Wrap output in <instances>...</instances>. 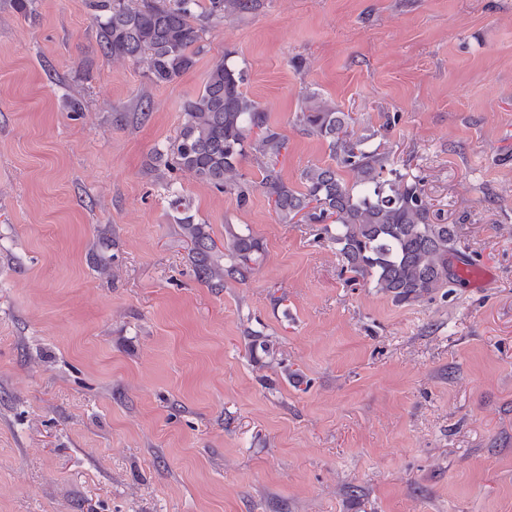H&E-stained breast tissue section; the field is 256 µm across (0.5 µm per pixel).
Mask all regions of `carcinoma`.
Returning a JSON list of instances; mask_svg holds the SVG:
<instances>
[{
  "label": "carcinoma",
  "instance_id": "cac0c4a2",
  "mask_svg": "<svg viewBox=\"0 0 512 512\" xmlns=\"http://www.w3.org/2000/svg\"><path fill=\"white\" fill-rule=\"evenodd\" d=\"M264 0H90L103 54L114 60L144 64L156 84H170L207 50V35L229 20L263 7ZM247 75L225 59L208 70L203 87L182 106L179 134L156 160L170 171H186L217 191L248 204L253 184L238 165L251 154L260 168L262 187L284 224H320L338 245L346 271L372 281L399 304L415 302L457 279L450 271L454 241L450 224L431 221L420 183L405 179L388 154L356 135L352 117L313 92L305 97L298 122L321 137L336 165L313 164L301 176L302 189L284 181L274 159L287 138L268 122L267 112L243 90ZM355 180L346 182L340 170ZM176 223L191 242L196 277L211 288L224 280L247 281L259 259L260 245L251 235L228 231L220 251L204 224L187 214L181 197L170 200Z\"/></svg>",
  "mask_w": 512,
  "mask_h": 512
}]
</instances>
